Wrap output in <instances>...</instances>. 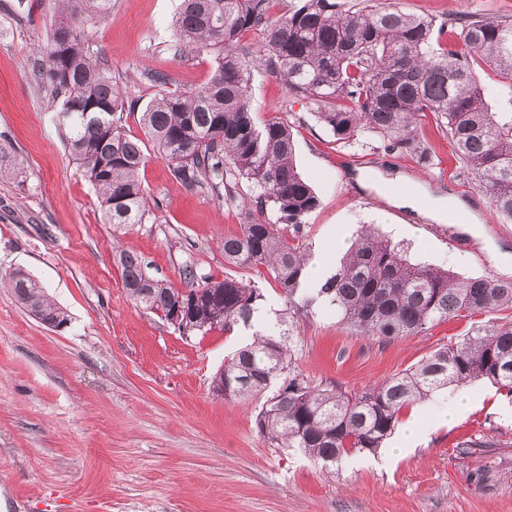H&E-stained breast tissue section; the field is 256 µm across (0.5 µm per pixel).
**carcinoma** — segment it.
<instances>
[{"mask_svg":"<svg viewBox=\"0 0 512 512\" xmlns=\"http://www.w3.org/2000/svg\"><path fill=\"white\" fill-rule=\"evenodd\" d=\"M54 4L32 75L59 101L65 145L112 225L124 288L147 310L180 306L190 336L253 330V340L224 362L218 384L232 401L279 382L256 416L271 445L297 448L333 473L346 457L382 447L402 408L450 385L488 380L512 393V323L479 329L360 392L313 385L296 370L294 319L316 307L357 335L395 340L463 312L511 305L512 280H464L420 266L365 231L321 287H305L302 231L320 200L294 165L289 125L275 117L257 122L250 96L255 76L275 77L310 104L333 142L369 133L385 151L421 164L429 152L419 119L431 112L497 215L512 222V114L490 111L473 71L481 61L499 72L512 103V20L470 14L438 23L381 0H181L177 44L208 56L211 76L191 91L162 90L142 112L144 134L175 180L242 208L240 231L224 238V262L256 268L278 285L288 308L271 312L251 280L202 276L187 261L190 287L178 290L149 275L142 257L122 245L120 236L146 216L142 141L122 124L136 100L84 44L85 28L107 17L112 0ZM243 183L251 195H240ZM3 282L45 325L67 323L28 273L15 270Z\"/></svg>","mask_w":512,"mask_h":512,"instance_id":"cac0c4a2","label":"carcinoma"}]
</instances>
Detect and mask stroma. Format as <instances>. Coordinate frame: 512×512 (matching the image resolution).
Returning <instances> with one entry per match:
<instances>
[{
	"label": "stroma",
	"mask_w": 512,
	"mask_h": 512,
	"mask_svg": "<svg viewBox=\"0 0 512 512\" xmlns=\"http://www.w3.org/2000/svg\"><path fill=\"white\" fill-rule=\"evenodd\" d=\"M394 2L439 21L512 17V0ZM178 4L112 0L106 20L85 31L89 53L104 58L137 101L122 123L138 138L141 113L160 91L153 74L182 90L209 77L206 56L175 52ZM53 9L52 0L30 12L0 0V276L24 269L68 316L62 329L45 326L0 288V512H512V396L490 382L466 385L472 406L452 423L422 414L411 453L389 456L400 442L396 431L385 447L351 456L333 476L297 449L269 445L255 424L263 397L228 402L213 393L215 374L247 333L185 337L128 297L112 227L63 145L56 103L31 76L29 59ZM251 99L258 119L288 123L296 167L320 199L303 228L310 254L371 225L412 262L465 278L512 279V268L489 250L512 253V223L493 211L434 114L420 122L431 156L424 167L385 152L368 134L337 146L308 103L275 78L257 76ZM143 151L148 213L123 240L149 273L183 289L190 260L202 275L257 281L266 307L282 309L272 280L224 261L222 242L243 222L239 207L185 188L152 143ZM377 172L463 200L484 241L458 225L423 222L360 187L358 176ZM510 321L512 306H505L384 342L317 310L300 319L292 358L314 382L357 392L478 328Z\"/></svg>",
	"instance_id": "35a3bbf8"
}]
</instances>
